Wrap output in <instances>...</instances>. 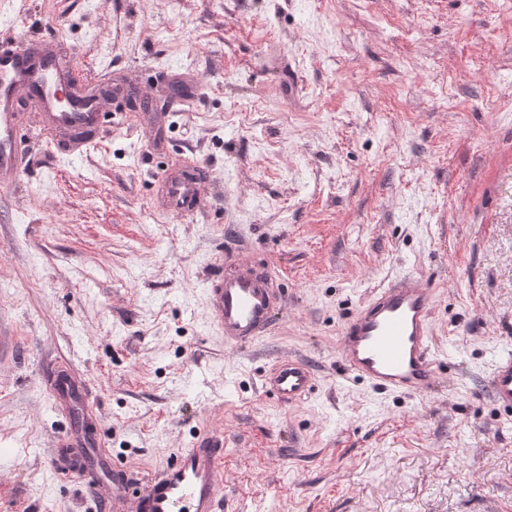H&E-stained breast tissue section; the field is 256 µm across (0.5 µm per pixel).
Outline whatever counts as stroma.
I'll use <instances>...</instances> for the list:
<instances>
[{"mask_svg":"<svg viewBox=\"0 0 512 512\" xmlns=\"http://www.w3.org/2000/svg\"><path fill=\"white\" fill-rule=\"evenodd\" d=\"M61 35L77 84L123 86L80 150L23 112L0 195V512H131L49 450L69 367L129 474L224 431L223 512H512V415L483 384L512 346V0H0V43ZM189 158L204 203L172 220ZM281 281L269 332L230 349L204 289L228 246ZM411 275L432 293L434 393L353 379L340 327ZM317 385L277 403L265 372ZM167 214L173 218H190L202 202V179L199 171L191 177L164 172L160 175ZM268 383L279 403L292 405L309 397L316 387V377L308 364L290 357L276 361Z\"/></svg>","mask_w":512,"mask_h":512,"instance_id":"stroma-1","label":"stroma"}]
</instances>
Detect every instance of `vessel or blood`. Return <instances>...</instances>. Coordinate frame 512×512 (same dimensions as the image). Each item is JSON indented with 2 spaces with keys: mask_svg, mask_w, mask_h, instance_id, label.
Masks as SVG:
<instances>
[{
  "mask_svg": "<svg viewBox=\"0 0 512 512\" xmlns=\"http://www.w3.org/2000/svg\"><path fill=\"white\" fill-rule=\"evenodd\" d=\"M55 34L38 39L18 38L0 47V191H9L24 171V135L18 128L16 105L21 97H38L49 123L74 135L95 129L101 122V102L87 97L80 106L58 103L60 66L47 46ZM166 211L174 218H189L203 200L200 175L185 177L165 172L160 176ZM215 329L232 349L251 346L267 334L283 294L274 288L255 263L238 261L229 273L215 272L205 290ZM432 294L414 277L406 275L379 290L359 306L340 329L339 360L355 378L387 391L428 398L439 372V358L431 335ZM272 395L292 405L316 387V377L305 362L276 361L268 378ZM486 388L501 408L512 410V349L496 355ZM52 398L56 405L81 407L94 417L84 386L72 374L55 378ZM68 459L79 470L90 495L112 501L131 498L132 512H223L224 433L204 428L178 449L156 472L132 477L116 469L100 454L95 440L65 430L57 439L52 462Z\"/></svg>",
  "mask_w": 512,
  "mask_h": 512,
  "instance_id": "vessel-or-blood-1",
  "label": "vessel or blood"
}]
</instances>
